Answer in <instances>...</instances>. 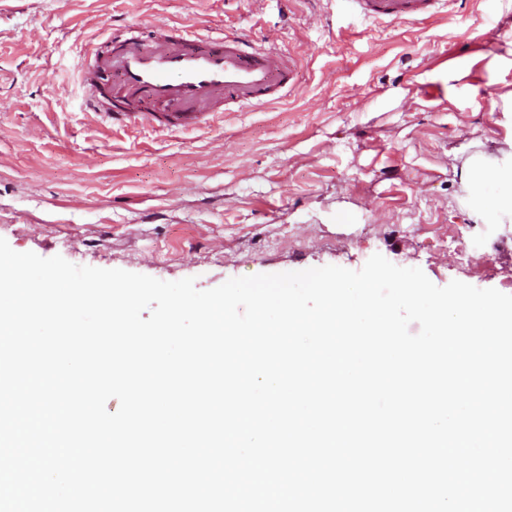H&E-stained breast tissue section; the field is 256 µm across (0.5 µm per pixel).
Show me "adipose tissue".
Masks as SVG:
<instances>
[{
	"label": "adipose tissue",
	"instance_id": "obj_1",
	"mask_svg": "<svg viewBox=\"0 0 512 512\" xmlns=\"http://www.w3.org/2000/svg\"><path fill=\"white\" fill-rule=\"evenodd\" d=\"M464 179L475 209L492 206L501 216L512 217V167L491 168L482 160H470Z\"/></svg>",
	"mask_w": 512,
	"mask_h": 512
}]
</instances>
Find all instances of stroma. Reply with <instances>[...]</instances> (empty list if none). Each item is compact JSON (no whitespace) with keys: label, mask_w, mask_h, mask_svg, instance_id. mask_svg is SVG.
I'll list each match as a JSON object with an SVG mask.
<instances>
[{"label":"stroma","mask_w":512,"mask_h":512,"mask_svg":"<svg viewBox=\"0 0 512 512\" xmlns=\"http://www.w3.org/2000/svg\"><path fill=\"white\" fill-rule=\"evenodd\" d=\"M111 24L276 43L296 89L202 129L112 127L78 74ZM476 154L512 162V0L419 22L346 0H0V238L17 252L200 290L378 253L512 295V221L478 215L461 182Z\"/></svg>","instance_id":"obj_1"}]
</instances>
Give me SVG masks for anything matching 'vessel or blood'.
Returning <instances> with one entry per match:
<instances>
[{
	"label": "vessel or blood",
	"instance_id": "b4317fda",
	"mask_svg": "<svg viewBox=\"0 0 512 512\" xmlns=\"http://www.w3.org/2000/svg\"><path fill=\"white\" fill-rule=\"evenodd\" d=\"M368 17L418 21L439 0H356ZM96 64L81 68L89 108L112 123L131 121V103L159 110L143 122L165 132L196 129L216 116L220 102L262 106L290 87L294 65L284 52L250 46L241 36L207 35L184 27L170 35L144 37L126 30L95 51Z\"/></svg>",
	"mask_w": 512,
	"mask_h": 512
}]
</instances>
